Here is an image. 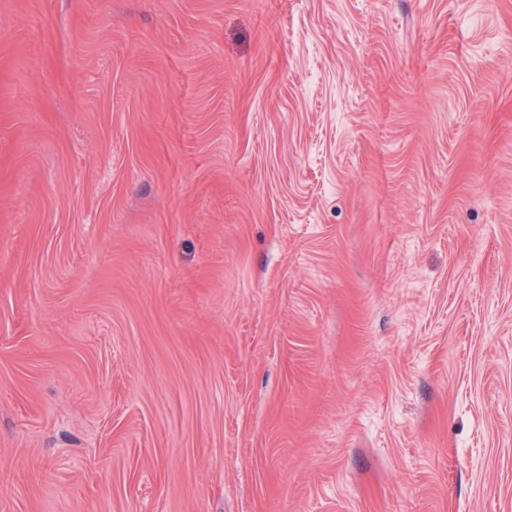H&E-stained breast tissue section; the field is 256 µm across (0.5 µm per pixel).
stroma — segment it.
Here are the masks:
<instances>
[{
    "label": "stroma",
    "mask_w": 512,
    "mask_h": 512,
    "mask_svg": "<svg viewBox=\"0 0 512 512\" xmlns=\"http://www.w3.org/2000/svg\"><path fill=\"white\" fill-rule=\"evenodd\" d=\"M0 512H512V0H0Z\"/></svg>",
    "instance_id": "1"
}]
</instances>
